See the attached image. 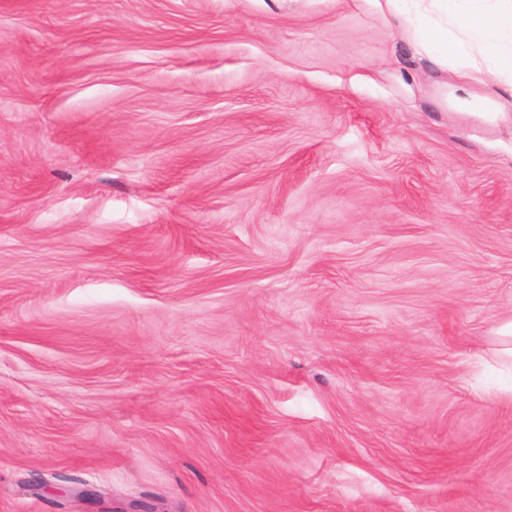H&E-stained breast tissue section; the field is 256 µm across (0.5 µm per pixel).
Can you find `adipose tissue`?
<instances>
[{
  "label": "adipose tissue",
  "instance_id": "1",
  "mask_svg": "<svg viewBox=\"0 0 512 512\" xmlns=\"http://www.w3.org/2000/svg\"><path fill=\"white\" fill-rule=\"evenodd\" d=\"M420 51L451 66L443 100L488 123H511L512 0H383ZM485 86L475 94L474 86Z\"/></svg>",
  "mask_w": 512,
  "mask_h": 512
}]
</instances>
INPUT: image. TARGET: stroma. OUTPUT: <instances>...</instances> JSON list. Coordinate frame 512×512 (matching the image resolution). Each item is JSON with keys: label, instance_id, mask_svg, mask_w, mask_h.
Instances as JSON below:
<instances>
[{"label": "stroma", "instance_id": "stroma-1", "mask_svg": "<svg viewBox=\"0 0 512 512\" xmlns=\"http://www.w3.org/2000/svg\"><path fill=\"white\" fill-rule=\"evenodd\" d=\"M447 79L367 0H0V512H512Z\"/></svg>", "mask_w": 512, "mask_h": 512}]
</instances>
